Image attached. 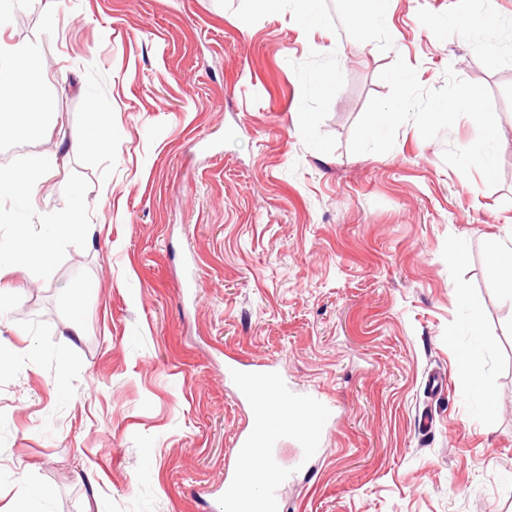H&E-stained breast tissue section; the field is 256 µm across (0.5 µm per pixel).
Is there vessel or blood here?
<instances>
[{
  "instance_id": "1",
  "label": "vessel or blood",
  "mask_w": 512,
  "mask_h": 512,
  "mask_svg": "<svg viewBox=\"0 0 512 512\" xmlns=\"http://www.w3.org/2000/svg\"><path fill=\"white\" fill-rule=\"evenodd\" d=\"M225 377L235 384L240 395L251 404L253 421L248 431L236 439L235 466L224 475V489L216 502L218 512H280L277 488L286 473L276 466L268 455V449L283 434L291 430L289 413L306 411L312 423L303 438L309 453L318 450V439L327 421L335 414L332 403L314 402L311 398L298 397L272 369L247 371L237 360L224 363ZM271 473L263 492L247 497L245 488L251 468Z\"/></svg>"
}]
</instances>
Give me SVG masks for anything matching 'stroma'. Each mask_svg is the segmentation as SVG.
Here are the masks:
<instances>
[{
    "label": "stroma",
    "mask_w": 512,
    "mask_h": 512,
    "mask_svg": "<svg viewBox=\"0 0 512 512\" xmlns=\"http://www.w3.org/2000/svg\"><path fill=\"white\" fill-rule=\"evenodd\" d=\"M317 7L313 29L294 0L0 14L39 50L0 103L45 129L0 135V168L36 174L95 104L110 133L0 192V239L78 198L87 222L47 269H0V512L19 476L46 512H211L250 417L228 354L336 405L319 454L274 448L281 512H512V292L486 272L512 237V0H393L371 28Z\"/></svg>",
    "instance_id": "stroma-1"
}]
</instances>
